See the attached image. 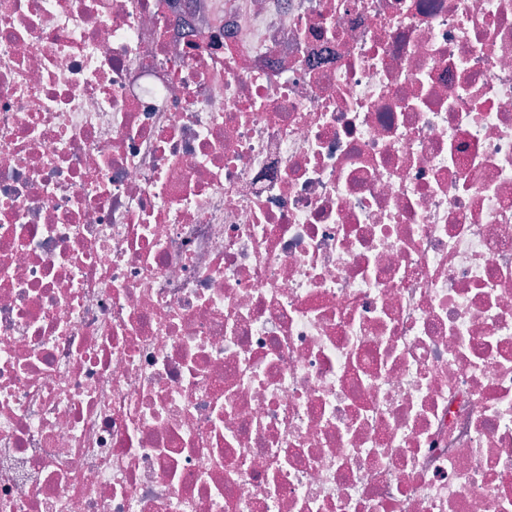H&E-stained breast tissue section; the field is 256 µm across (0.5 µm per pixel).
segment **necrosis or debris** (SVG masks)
I'll use <instances>...</instances> for the list:
<instances>
[{"label":"necrosis or debris","instance_id":"4bbe7bcc","mask_svg":"<svg viewBox=\"0 0 512 512\" xmlns=\"http://www.w3.org/2000/svg\"><path fill=\"white\" fill-rule=\"evenodd\" d=\"M0 512H512V0H0Z\"/></svg>","mask_w":512,"mask_h":512}]
</instances>
